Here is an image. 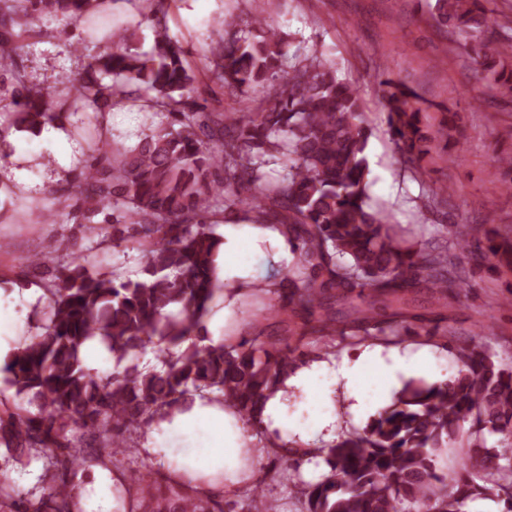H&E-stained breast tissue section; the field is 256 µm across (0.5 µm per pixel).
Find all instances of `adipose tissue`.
Instances as JSON below:
<instances>
[{
    "instance_id": "1",
    "label": "adipose tissue",
    "mask_w": 512,
    "mask_h": 512,
    "mask_svg": "<svg viewBox=\"0 0 512 512\" xmlns=\"http://www.w3.org/2000/svg\"><path fill=\"white\" fill-rule=\"evenodd\" d=\"M0 136L10 145L9 170L12 187L20 194L35 192L36 185L28 178L31 166L50 163L58 176H65L72 164V146L59 131L45 130L23 135L12 128L0 130ZM288 235L280 224H228L224 227V245L218 258L219 278L224 283V308L214 310L207 319L211 344L223 340L222 329L230 315L229 306L243 293L268 287V261H290ZM383 360L378 350H364L353 362L336 365L319 360L297 370L288 377L281 389L267 399L261 411L262 424L268 431H285L284 410L289 398L308 393L316 376L332 375L341 383L343 397L350 403L351 414L364 412V399L358 390ZM182 433L191 439L185 458L168 457L165 436ZM244 433L242 422L234 409L226 407L217 393L208 391L191 396L171 413L155 417L143 437L141 451L148 459L163 460L169 473L178 481L208 493L213 485L209 478L224 476L222 490L233 495L239 487L251 483L253 472L241 457Z\"/></svg>"
}]
</instances>
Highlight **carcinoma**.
<instances>
[{
    "label": "carcinoma",
    "instance_id": "carcinoma-1",
    "mask_svg": "<svg viewBox=\"0 0 512 512\" xmlns=\"http://www.w3.org/2000/svg\"><path fill=\"white\" fill-rule=\"evenodd\" d=\"M104 0H0V109L11 125L40 132L83 112L97 128L122 101H143L169 123L118 149L87 133L85 165L53 191L54 211L73 207L82 217L80 241L64 254L56 242L26 268L47 263L56 274L42 286L46 305L35 311L39 331L0 368V447L20 466L43 451V491L22 493L0 469V512H85L82 489L71 482L80 463L108 467L126 435L143 433L192 392H217L248 426L260 423L265 400L303 359L259 336L235 344L200 346L203 326L223 285L217 278L222 244L214 226L284 224L293 255L288 274L269 289L272 310L314 315L313 332L330 346L342 334L380 336L412 331L416 310L435 312L440 295L461 287L450 249L438 250L411 231L400 236L368 194L369 133L356 84L337 75L317 49L282 72L288 42L264 19L224 16L232 35L213 53L208 72L224 93L242 97L256 86L273 94L244 114L206 112L197 101L196 73L182 43L168 34L165 0L145 5L155 42L133 48L136 33L119 29L112 50L88 55L63 90L30 83L18 62L23 42L46 35L42 20L90 28ZM433 17L465 35L480 78L512 97V37L496 38L483 0H435ZM380 96L398 160L413 175L420 161L448 137L449 122L432 131L419 94L384 79ZM279 162L274 183L265 167ZM489 260L499 247L468 240L454 225L452 243ZM124 245L145 255L137 279L97 268L91 253ZM99 336L121 371L96 374L83 360L85 343ZM154 345L159 363L140 366L137 354ZM461 369L446 382L410 380L390 406L359 431L328 448L329 473L298 488L303 512H466L478 499L512 512V368L475 348L457 353ZM502 435L488 448L485 433ZM467 436L460 471L444 477L437 465L448 444ZM145 475L114 485L122 508L152 497ZM143 512H236L213 494L174 493Z\"/></svg>",
    "mask_w": 512,
    "mask_h": 512
}]
</instances>
